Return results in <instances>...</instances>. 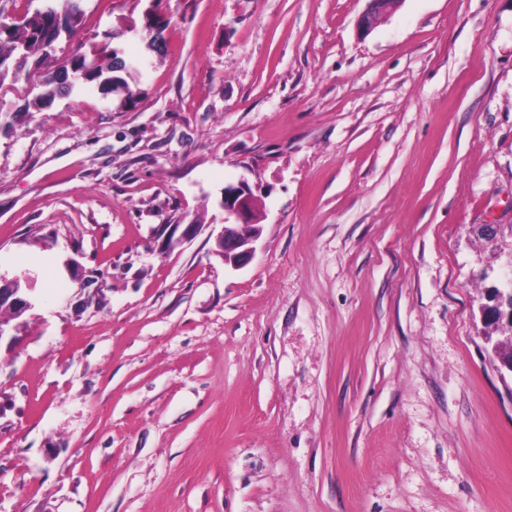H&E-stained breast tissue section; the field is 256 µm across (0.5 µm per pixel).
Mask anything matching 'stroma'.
Masks as SVG:
<instances>
[{
  "label": "stroma",
  "instance_id": "35a3bbf8",
  "mask_svg": "<svg viewBox=\"0 0 512 512\" xmlns=\"http://www.w3.org/2000/svg\"><path fill=\"white\" fill-rule=\"evenodd\" d=\"M364 7L87 0L136 107L0 86V277L32 304L0 512H512L480 276L512 252V0H404L363 37ZM242 179L266 216L235 270ZM223 208L224 227L215 238L213 253L224 266L240 269L253 259L261 235L258 199L248 182L240 180L224 187Z\"/></svg>",
  "mask_w": 512,
  "mask_h": 512
}]
</instances>
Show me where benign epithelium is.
Wrapping results in <instances>:
<instances>
[{"label": "benign epithelium", "instance_id": "benign-epithelium-1", "mask_svg": "<svg viewBox=\"0 0 512 512\" xmlns=\"http://www.w3.org/2000/svg\"><path fill=\"white\" fill-rule=\"evenodd\" d=\"M404 0H367L359 19L362 32H369L384 17L395 12ZM224 227L215 238L213 253L225 265L234 269L246 266L256 252L255 243L261 235V224L257 219L258 199L245 180L224 187ZM7 306L14 316L19 317L31 308L23 297L22 279L5 280L0 277V305ZM502 330L511 332L507 341L498 342L494 350L504 354L512 353V305L498 312L496 322Z\"/></svg>", "mask_w": 512, "mask_h": 512}]
</instances>
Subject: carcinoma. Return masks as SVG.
Returning <instances> with one entry per match:
<instances>
[{
	"label": "carcinoma",
	"instance_id": "carcinoma-1",
	"mask_svg": "<svg viewBox=\"0 0 512 512\" xmlns=\"http://www.w3.org/2000/svg\"><path fill=\"white\" fill-rule=\"evenodd\" d=\"M26 12L17 19L0 14V87L9 80L17 83L28 77L30 67L47 62L61 36L73 39L78 34L82 14L73 9L74 0H26ZM161 18L149 10L143 13L140 24L130 30L142 28L158 31ZM69 60L60 62L63 78L50 73L39 75L41 91L26 104V108L41 110L57 95L71 94L85 86L99 89L103 95L120 99L122 106L135 104L141 92L131 88L128 78L140 72V59L125 58L124 52L111 45L110 36L92 46L90 52L81 53L80 66L93 65L86 75L71 72Z\"/></svg>",
	"mask_w": 512,
	"mask_h": 512
}]
</instances>
